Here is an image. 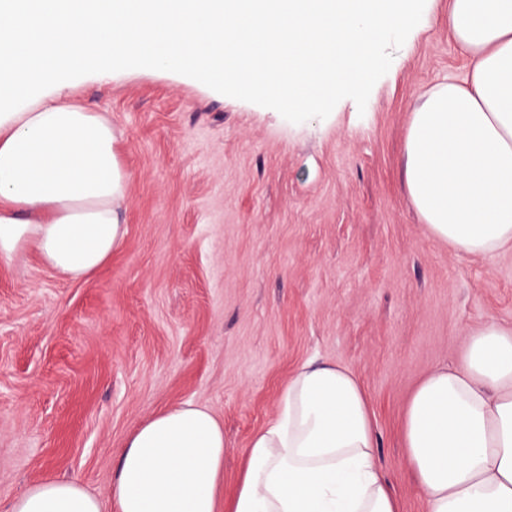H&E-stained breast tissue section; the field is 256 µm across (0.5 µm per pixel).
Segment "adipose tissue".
<instances>
[{
	"label": "adipose tissue",
	"instance_id": "adipose-tissue-1",
	"mask_svg": "<svg viewBox=\"0 0 512 512\" xmlns=\"http://www.w3.org/2000/svg\"><path fill=\"white\" fill-rule=\"evenodd\" d=\"M448 34L468 60L413 112L409 197L456 257L512 247V0H450ZM111 122L55 99L0 113V258L35 248L70 279L118 250L128 175ZM462 360L413 392L403 432L428 512H512V326L471 330ZM374 416L348 367L310 360L282 389L277 419L251 437L226 504L224 428L202 405L165 409L120 453L110 501L47 478L11 512H400L378 464Z\"/></svg>",
	"mask_w": 512,
	"mask_h": 512
}]
</instances>
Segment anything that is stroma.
I'll list each match as a JSON object with an SVG mask.
<instances>
[{
	"label": "stroma",
	"instance_id": "obj_1",
	"mask_svg": "<svg viewBox=\"0 0 512 512\" xmlns=\"http://www.w3.org/2000/svg\"><path fill=\"white\" fill-rule=\"evenodd\" d=\"M466 66L448 0H434L365 109L347 98L323 120L294 124L147 68L46 89L118 131L126 235L89 281L32 248L0 260V512L49 477L109 499L128 437L185 403L224 426L229 498L252 434L311 358L358 375L401 512H426L407 403L460 361L470 330L512 324V249L457 258L404 184L412 113Z\"/></svg>",
	"mask_w": 512,
	"mask_h": 512
}]
</instances>
